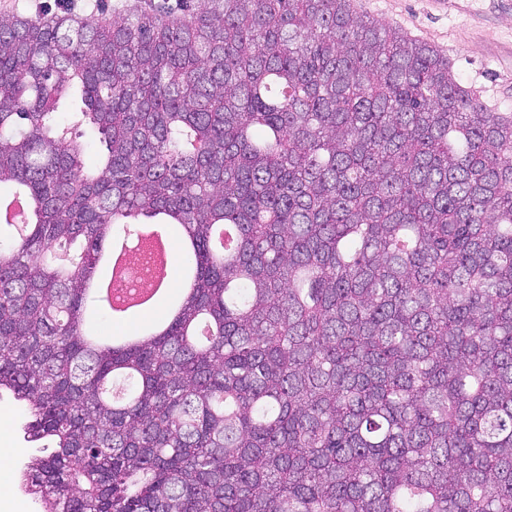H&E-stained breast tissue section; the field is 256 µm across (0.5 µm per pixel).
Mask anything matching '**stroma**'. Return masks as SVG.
<instances>
[{
	"mask_svg": "<svg viewBox=\"0 0 512 512\" xmlns=\"http://www.w3.org/2000/svg\"><path fill=\"white\" fill-rule=\"evenodd\" d=\"M138 0H0V16L93 20L126 13ZM357 12L428 43L447 55L456 76L474 88L495 112H512V0H354ZM170 309L159 301L151 310L113 317L98 307L91 324L103 341L124 336L162 318ZM29 415L24 404L0 396V449L16 461L20 480L34 450L23 438Z\"/></svg>",
	"mask_w": 512,
	"mask_h": 512,
	"instance_id": "35a3bbf8",
	"label": "stroma"
}]
</instances>
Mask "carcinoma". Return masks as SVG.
I'll return each mask as SVG.
<instances>
[{"label":"carcinoma","instance_id":"obj_1","mask_svg":"<svg viewBox=\"0 0 512 512\" xmlns=\"http://www.w3.org/2000/svg\"><path fill=\"white\" fill-rule=\"evenodd\" d=\"M186 9L0 18V200L31 209L0 237V391L30 493L512 512V112L351 0ZM157 216L193 278L155 335L101 343L99 253Z\"/></svg>","mask_w":512,"mask_h":512}]
</instances>
